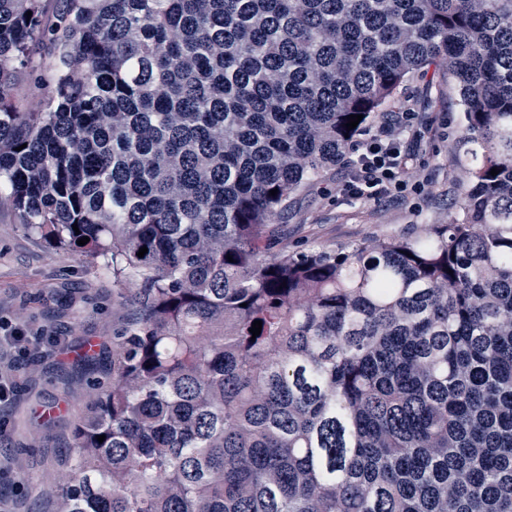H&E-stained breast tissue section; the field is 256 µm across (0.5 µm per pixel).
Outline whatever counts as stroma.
<instances>
[{"mask_svg": "<svg viewBox=\"0 0 512 512\" xmlns=\"http://www.w3.org/2000/svg\"><path fill=\"white\" fill-rule=\"evenodd\" d=\"M412 106L422 137L407 152L409 188L377 203L340 191L346 166L338 164L310 184L288 214L285 248L349 247L404 234H423L457 213L468 171L457 161L468 132L463 106L444 65L410 75L386 106ZM126 314L104 266H86L74 253L56 250L0 207V335L14 330L60 337L36 354L0 348V375L11 389L0 400V512H53L74 450L73 432L90 402L92 387L112 370V338ZM100 360L85 368L77 355L85 342Z\"/></svg>", "mask_w": 512, "mask_h": 512, "instance_id": "1", "label": "stroma"}]
</instances>
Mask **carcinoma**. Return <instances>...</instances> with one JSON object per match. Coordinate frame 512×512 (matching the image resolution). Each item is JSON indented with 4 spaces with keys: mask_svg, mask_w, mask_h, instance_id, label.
<instances>
[{
    "mask_svg": "<svg viewBox=\"0 0 512 512\" xmlns=\"http://www.w3.org/2000/svg\"><path fill=\"white\" fill-rule=\"evenodd\" d=\"M45 2L0 0V185L129 306L56 512H512V0ZM437 63L463 221L274 250Z\"/></svg>",
    "mask_w": 512,
    "mask_h": 512,
    "instance_id": "carcinoma-1",
    "label": "carcinoma"
}]
</instances>
